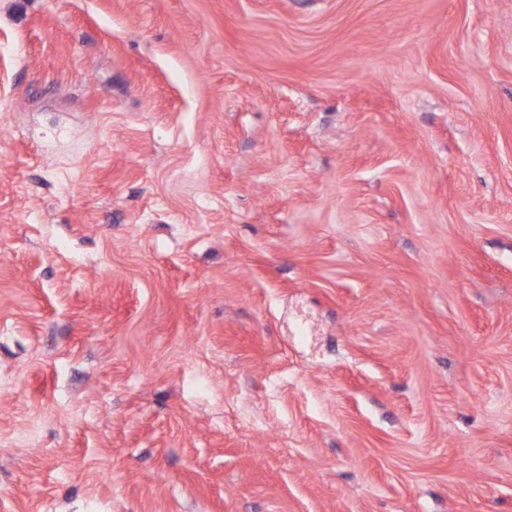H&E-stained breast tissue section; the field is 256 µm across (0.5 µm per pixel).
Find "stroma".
I'll use <instances>...</instances> for the list:
<instances>
[{
  "label": "stroma",
  "instance_id": "obj_1",
  "mask_svg": "<svg viewBox=\"0 0 512 512\" xmlns=\"http://www.w3.org/2000/svg\"><path fill=\"white\" fill-rule=\"evenodd\" d=\"M0 512H512V0H0Z\"/></svg>",
  "mask_w": 512,
  "mask_h": 512
}]
</instances>
